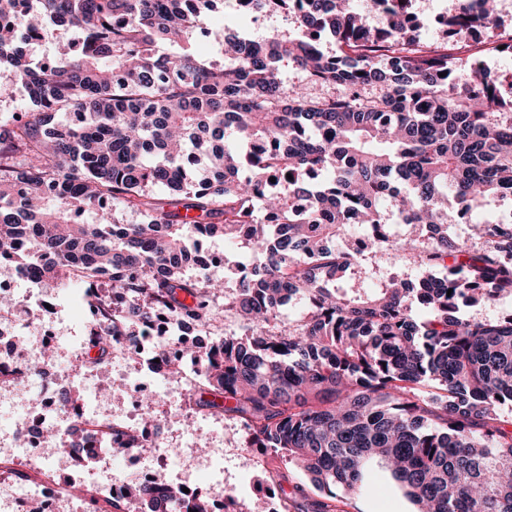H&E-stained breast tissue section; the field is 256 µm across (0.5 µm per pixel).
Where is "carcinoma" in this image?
<instances>
[{
    "label": "carcinoma",
    "instance_id": "1",
    "mask_svg": "<svg viewBox=\"0 0 512 512\" xmlns=\"http://www.w3.org/2000/svg\"><path fill=\"white\" fill-rule=\"evenodd\" d=\"M247 2L298 10V32L210 34L224 0H0V97L21 86L32 103L0 121V269L112 284L114 297L86 294L93 363L161 314L213 327L222 293L244 333L186 343L168 362L172 375L199 367L200 413L239 419L247 447L299 466L328 498L378 466L415 512H512V315L465 314L512 297V224L470 219L512 203V98L500 92L512 72L421 42L409 0H371L373 29L345 0ZM488 2L448 28L492 27ZM56 27L71 37L35 62L22 33ZM208 34L220 68L193 50ZM160 44L177 50L161 57ZM284 63L326 92L285 86ZM112 200L140 221H110ZM85 209L99 223L78 222ZM391 219L412 232L364 247L414 278L344 287L355 257L333 242ZM188 226L251 249L236 288L224 290L225 256L190 272ZM293 300L306 314L289 323Z\"/></svg>",
    "mask_w": 512,
    "mask_h": 512
}]
</instances>
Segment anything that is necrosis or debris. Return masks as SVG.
<instances>
[{
  "mask_svg": "<svg viewBox=\"0 0 512 512\" xmlns=\"http://www.w3.org/2000/svg\"><path fill=\"white\" fill-rule=\"evenodd\" d=\"M45 293L42 281L34 276L11 270L0 273V295L16 304L44 308ZM73 317L68 310L55 322L36 327L21 321L15 307L0 309V410L17 417L9 431L13 441L9 459L0 462V512H31L35 507L40 512H84L82 499L71 491L75 479L64 472L76 460L98 472L93 485L98 499L127 495L133 482L107 468L111 453L101 446L108 429L132 427L131 418L104 409V377L112 362L85 364L83 337L62 339L59 328ZM64 340L75 357L69 369L43 357L46 349L59 348ZM145 361L139 378L122 377L123 392L134 397L146 392L162 404L181 396L197 379L196 370L173 378L164 364ZM141 438L151 448L149 468L134 482L165 498L171 471L183 465L182 454L164 447L159 435L145 432ZM25 470L38 471V478L19 482L17 475Z\"/></svg>",
  "mask_w": 512,
  "mask_h": 512,
  "instance_id": "necrosis-or-debris-1",
  "label": "necrosis or debris"
}]
</instances>
